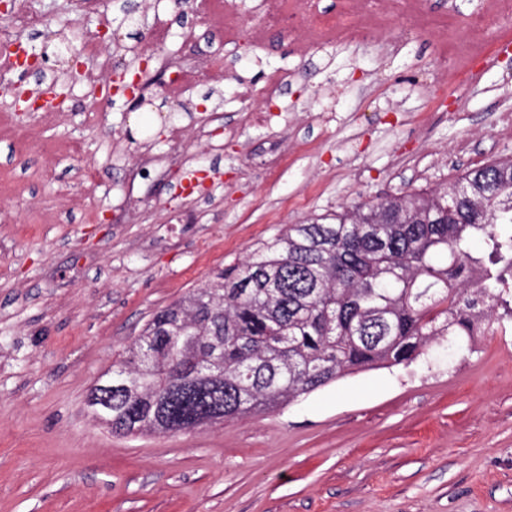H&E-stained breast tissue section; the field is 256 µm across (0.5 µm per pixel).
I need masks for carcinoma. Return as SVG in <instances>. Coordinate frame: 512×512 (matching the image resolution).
Returning a JSON list of instances; mask_svg holds the SVG:
<instances>
[{"mask_svg": "<svg viewBox=\"0 0 512 512\" xmlns=\"http://www.w3.org/2000/svg\"><path fill=\"white\" fill-rule=\"evenodd\" d=\"M477 238L485 256L470 251ZM497 267L450 283L471 265ZM512 159L463 172L434 192L386 196L291 224L245 261L157 312L112 374L144 402L198 382L223 348L220 385L176 399L178 421L211 405L233 420L290 405L359 370L412 361L440 336L471 335L474 308L512 318ZM112 434L159 432L112 390ZM136 418H131L132 414Z\"/></svg>", "mask_w": 512, "mask_h": 512, "instance_id": "obj_1", "label": "carcinoma"}]
</instances>
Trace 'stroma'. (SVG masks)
<instances>
[{"mask_svg":"<svg viewBox=\"0 0 512 512\" xmlns=\"http://www.w3.org/2000/svg\"><path fill=\"white\" fill-rule=\"evenodd\" d=\"M29 7L49 26L0 17V42L42 55L66 101L22 115L0 96V512H512L507 321L457 353L441 339L411 363L174 434L114 435L86 403L156 311L288 225L512 157L502 121L512 50L499 47L512 26L488 31V53L458 89L424 33L398 29L390 49L329 46L301 60L275 35L225 53L206 14L175 17L167 0ZM159 18L173 32L167 53L223 55L229 81L193 86L176 105L155 78L133 108L60 51L105 19L114 67L133 74L128 49ZM271 67L294 78L280 116L264 123L245 92ZM283 132L293 148L282 168L255 167V151ZM148 162L145 181L137 171ZM188 168L203 170L205 187L183 198Z\"/></svg>","mask_w":512,"mask_h":512,"instance_id":"stroma-1","label":"stroma"}]
</instances>
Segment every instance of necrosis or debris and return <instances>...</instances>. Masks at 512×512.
<instances>
[{
	"label": "necrosis or debris",
	"instance_id": "1",
	"mask_svg": "<svg viewBox=\"0 0 512 512\" xmlns=\"http://www.w3.org/2000/svg\"><path fill=\"white\" fill-rule=\"evenodd\" d=\"M261 17L247 18L237 0H210L212 22L224 30L228 47L248 43L262 45L277 33L307 52L326 46L364 42H388L394 28L415 29L428 34L438 59L450 61L451 71L465 67L486 43L488 22L512 23V0H486L481 15L458 22L448 14L429 10L428 0H337L331 10L320 8L318 0H261ZM167 27L151 30L145 49L159 69L169 72L164 91L172 102H179L187 85L204 81L220 85L229 75L220 58L204 61L166 54Z\"/></svg>",
	"mask_w": 512,
	"mask_h": 512
}]
</instances>
